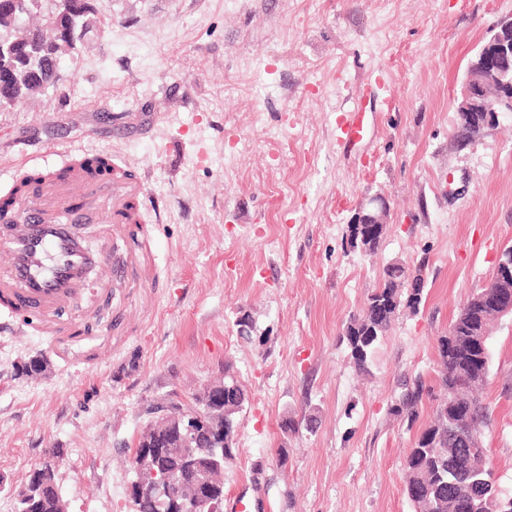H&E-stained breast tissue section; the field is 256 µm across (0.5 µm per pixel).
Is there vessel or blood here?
<instances>
[{
  "instance_id": "b4317fda",
  "label": "vessel or blood",
  "mask_w": 512,
  "mask_h": 512,
  "mask_svg": "<svg viewBox=\"0 0 512 512\" xmlns=\"http://www.w3.org/2000/svg\"><path fill=\"white\" fill-rule=\"evenodd\" d=\"M373 101L370 95L359 98L337 125L336 145L343 155H358L369 141L366 115ZM53 187V182L47 181L36 192L18 198L14 206L24 213L22 223L0 229L10 251L8 263L0 267V298L11 307L33 313L35 329L49 337L56 333L48 323L49 317L64 310L88 273L106 268L118 279L124 270L119 258L86 250L81 210L67 206L52 213L43 207L42 198ZM111 190L112 221L124 223L125 201L131 195L142 194V186L116 180Z\"/></svg>"
}]
</instances>
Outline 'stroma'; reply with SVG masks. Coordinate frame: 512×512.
Here are the masks:
<instances>
[{"label":"stroma","instance_id":"obj_1","mask_svg":"<svg viewBox=\"0 0 512 512\" xmlns=\"http://www.w3.org/2000/svg\"><path fill=\"white\" fill-rule=\"evenodd\" d=\"M99 33L58 89L0 109V196L15 165L54 171L57 144L134 171L142 247L100 271L60 341L0 315V512L62 449L69 512H130L132 449L160 401L191 405L231 372L237 416L224 497L249 512H413L404 384L431 382L436 339L512 246V112L475 146L453 141L469 60L512 0H94ZM386 82L373 158L336 148L367 79ZM448 192H437L440 173ZM382 196L376 253L348 224ZM393 262L422 267L364 368L343 336ZM249 316L241 336L237 321ZM484 446L512 494V323L489 341ZM41 354L47 371L20 376Z\"/></svg>","mask_w":512,"mask_h":512}]
</instances>
